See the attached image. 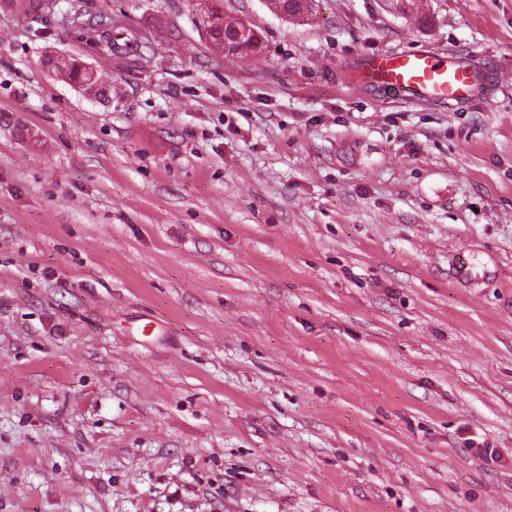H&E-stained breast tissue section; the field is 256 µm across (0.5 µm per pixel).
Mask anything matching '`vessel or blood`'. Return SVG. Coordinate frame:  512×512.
Here are the masks:
<instances>
[{
  "instance_id": "obj_1",
  "label": "vessel or blood",
  "mask_w": 512,
  "mask_h": 512,
  "mask_svg": "<svg viewBox=\"0 0 512 512\" xmlns=\"http://www.w3.org/2000/svg\"><path fill=\"white\" fill-rule=\"evenodd\" d=\"M344 80L428 102H459L474 96H491L505 77L499 74L491 79L461 60L408 51L371 55L360 66L348 70Z\"/></svg>"
}]
</instances>
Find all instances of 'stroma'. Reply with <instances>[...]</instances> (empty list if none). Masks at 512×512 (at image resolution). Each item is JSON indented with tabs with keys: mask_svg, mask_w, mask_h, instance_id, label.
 <instances>
[{
	"mask_svg": "<svg viewBox=\"0 0 512 512\" xmlns=\"http://www.w3.org/2000/svg\"><path fill=\"white\" fill-rule=\"evenodd\" d=\"M316 8L221 0L242 58L194 0L0 7V512H512V84L342 80L384 51L512 70V0ZM77 21V22H76ZM81 35H88L89 40L107 52H121L134 57V61L142 60L139 41L130 29L117 25L112 16L102 13H78L77 19L71 21ZM54 70V75L57 79H60L72 87H77L85 93L94 95L95 97H103V99L110 97V94H112V92L108 95L100 91L104 87L112 90V85L104 83L97 75L96 77L89 75L82 68L78 59L73 58L71 65Z\"/></svg>",
	"mask_w": 512,
	"mask_h": 512,
	"instance_id": "obj_1",
	"label": "stroma"
}]
</instances>
